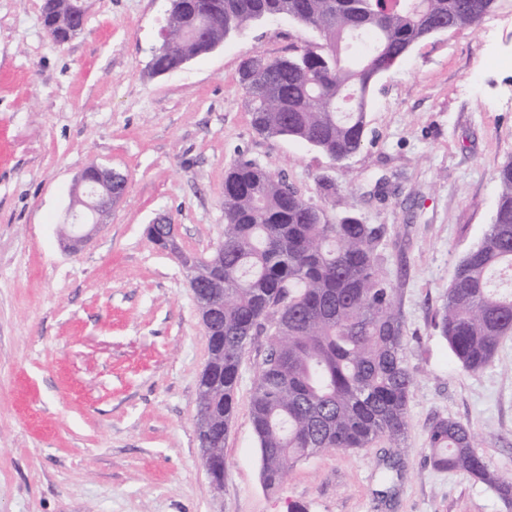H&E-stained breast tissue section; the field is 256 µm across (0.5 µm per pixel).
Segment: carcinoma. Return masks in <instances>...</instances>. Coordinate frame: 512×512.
Returning <instances> with one entry per match:
<instances>
[{
    "instance_id": "cac0c4a2",
    "label": "carcinoma",
    "mask_w": 512,
    "mask_h": 512,
    "mask_svg": "<svg viewBox=\"0 0 512 512\" xmlns=\"http://www.w3.org/2000/svg\"><path fill=\"white\" fill-rule=\"evenodd\" d=\"M171 0L165 27L175 48L153 69L176 68L205 46L248 25L288 17L317 39L262 60L240 79L251 123L268 137L303 142L334 163L364 145L373 81L425 38L428 28L475 27L490 0ZM495 214L480 242L458 262L437 326L459 368L492 365L512 336V159L497 171ZM382 226L305 200L282 176L240 160L224 176V257L202 271L224 285V305L201 313L209 358L198 383L195 432L224 454L242 355L263 332L269 342L255 381L251 417L265 488L276 489L299 462L328 449L400 447L414 375L395 288L382 270ZM473 429L448 418L428 431L429 460L461 470L507 505L512 480L491 471Z\"/></svg>"
}]
</instances>
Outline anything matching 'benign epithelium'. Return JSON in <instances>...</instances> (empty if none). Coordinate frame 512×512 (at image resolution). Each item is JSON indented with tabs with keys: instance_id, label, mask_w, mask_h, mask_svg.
I'll use <instances>...</instances> for the list:
<instances>
[{
	"instance_id": "7a95c632",
	"label": "benign epithelium",
	"mask_w": 512,
	"mask_h": 512,
	"mask_svg": "<svg viewBox=\"0 0 512 512\" xmlns=\"http://www.w3.org/2000/svg\"><path fill=\"white\" fill-rule=\"evenodd\" d=\"M86 16L85 0H71L66 12L43 19L46 33L58 44L63 45L84 28ZM118 172L106 166L91 163L75 180L74 198L65 213L62 229L65 236L77 244L89 236L88 228L104 223L112 211L114 194H108L101 203H96L100 190L113 186ZM148 234L159 239L162 249L176 254V225L167 218L156 219L148 227ZM202 458L213 485L224 481V462L211 455L208 448L202 449Z\"/></svg>"
}]
</instances>
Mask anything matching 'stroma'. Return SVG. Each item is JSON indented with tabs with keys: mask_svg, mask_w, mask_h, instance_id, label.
<instances>
[{
	"mask_svg": "<svg viewBox=\"0 0 512 512\" xmlns=\"http://www.w3.org/2000/svg\"><path fill=\"white\" fill-rule=\"evenodd\" d=\"M168 8L88 0L84 30L60 45L41 0H0V512H512L466 473L434 470L427 445L436 419L466 423L512 478V336L472 374L435 325L512 157V5L424 39L380 76L365 143L342 164L258 134L239 81L243 59L287 56L311 30L272 18L155 76ZM242 159L329 213L385 227L415 375L400 447L324 451L274 491L250 414L267 339L243 354L212 487L194 427L209 340L185 270L147 235L166 216L182 250L209 256L224 238V175ZM93 161L128 187L72 249L59 224Z\"/></svg>",
	"mask_w": 512,
	"mask_h": 512,
	"instance_id": "35a3bbf8",
	"label": "stroma"
}]
</instances>
